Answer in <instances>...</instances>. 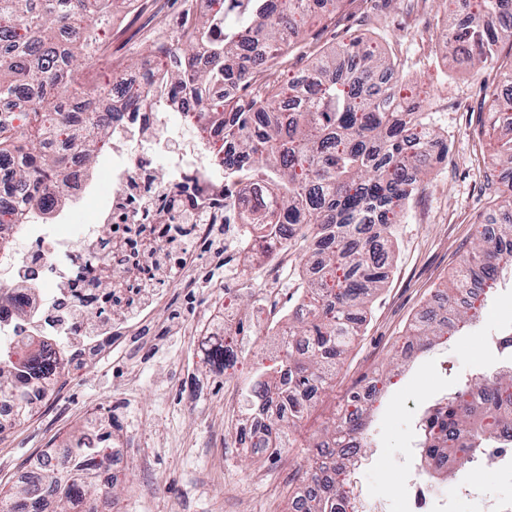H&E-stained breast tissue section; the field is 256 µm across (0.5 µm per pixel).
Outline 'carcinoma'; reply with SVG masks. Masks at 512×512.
Here are the masks:
<instances>
[{
  "instance_id": "1",
  "label": "carcinoma",
  "mask_w": 512,
  "mask_h": 512,
  "mask_svg": "<svg viewBox=\"0 0 512 512\" xmlns=\"http://www.w3.org/2000/svg\"><path fill=\"white\" fill-rule=\"evenodd\" d=\"M309 0H214L212 14L184 24L185 45L156 47L153 83L173 101L204 109V128L214 131L224 169V194L239 223L251 227L266 254L286 236L302 235L321 256L301 279L302 303L288 318L276 365L258 370L243 394L246 419L264 411L266 425L241 427L242 448H291V429L309 413L311 401L332 386L358 336L357 310L388 278L393 252L388 243L404 223L407 203L419 189L434 156L448 155L421 101V90L381 70H394L378 43L355 38L316 58L314 89L299 81L258 84L248 97L217 95L227 83L252 81L303 34ZM112 0H0V102L26 99L23 122L0 115V157L16 162L0 168V184L15 194L13 214L31 220L53 210L64 195L68 155L56 148L62 135L83 158L102 150L112 130V113L97 112L81 89L84 67L109 57L103 24ZM438 40L460 65L479 71L512 44V0H472L466 19L449 24ZM129 112L163 110L142 86L116 83ZM486 120L498 126L495 159L512 167V92H491ZM88 112L82 137L72 134L69 114ZM494 186L498 208L512 214V183ZM477 223L471 249L454 271L437 307L418 320L415 343L424 346L454 322L477 318L474 303L461 298L484 274L493 280L499 265L512 266V224L489 234ZM253 335L250 316H238L224 332L222 356L231 366L238 336ZM0 391L20 390L27 381L60 375L59 358L41 355L19 369L0 351ZM373 404L357 393L346 401L342 421L324 428L311 474H342L366 447L363 433ZM419 447L437 472L451 474L490 448L512 428V371L478 375L423 413ZM102 448L80 438L64 463L44 454L43 476L12 494H0V512H27L43 487L57 498L58 512L75 499L95 512L93 473L105 463ZM296 512H339L336 485L326 480L300 495Z\"/></svg>"
}]
</instances>
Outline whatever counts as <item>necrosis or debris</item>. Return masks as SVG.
<instances>
[{"mask_svg": "<svg viewBox=\"0 0 512 512\" xmlns=\"http://www.w3.org/2000/svg\"><path fill=\"white\" fill-rule=\"evenodd\" d=\"M145 140L166 153L169 113L113 112L109 147L116 157L115 189L100 199L93 223L84 225L81 250H72L68 225L48 230L23 221L11 225L5 237L13 246L9 274L26 284L0 315V349L12 362L29 359L30 337L64 345L69 362L102 345L120 344L149 325L166 289L192 287V256L180 246L204 238L208 224L223 223L224 180L213 172L204 135L171 158V171L162 180L133 150ZM49 270L56 282L47 307L37 311L29 300Z\"/></svg>", "mask_w": 512, "mask_h": 512, "instance_id": "obj_1", "label": "necrosis or debris"}]
</instances>
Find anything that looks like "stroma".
<instances>
[{
    "label": "stroma",
    "instance_id": "obj_1",
    "mask_svg": "<svg viewBox=\"0 0 512 512\" xmlns=\"http://www.w3.org/2000/svg\"><path fill=\"white\" fill-rule=\"evenodd\" d=\"M409 2L341 0L330 13L313 9L305 45L271 68L273 79L281 82L309 71L312 49L327 50L357 37L377 41L405 79L423 89V105L450 147L411 200L399 226L389 277L370 304L333 387L320 394L295 431L293 447L271 456L235 444L211 445L228 424L225 383L241 388L270 365L281 337L267 326L297 306V284L317 259L302 243L291 250L287 267H272L244 250L233 225L217 287L202 289L197 297L172 289L145 335L132 336L120 347H101L83 362L69 364L43 402L25 419L0 430V492L16 491L19 471L47 450L74 444L89 426L107 428L117 421L121 427L111 442L139 467L112 487L109 500L116 512H288L284 496L274 510H267L269 484L284 479L300 488L299 472L311 463L314 444L334 409L360 385L384 374L393 384L369 430L355 490L385 512H406V490L399 478L420 467L415 435L419 415L466 377L499 367L493 338L512 331V284L499 283L480 322L463 328L461 344L447 341L420 350L408 363L394 355L396 342L447 286L474 222L487 210L491 195L474 159L492 157L498 137L480 126L479 114L486 109L487 87L500 80L499 70L489 67L477 74L460 67L437 38L446 21L439 0H427L415 14L407 11ZM150 4L136 0L130 8L115 0L113 5L120 19L108 26L112 55L126 68L150 60L153 41L176 42L187 17L203 16L213 7L212 0H162L166 25L149 38L142 28ZM268 288L276 295L271 305L253 309L255 333L244 338L230 377L205 372L207 393L194 409H186L189 392L181 378L196 361L192 335L210 315L235 314L246 291L261 294ZM474 483L476 495L469 499L452 498V480H437L433 486L447 499L448 512H476L481 498L512 495V476L479 475Z\"/></svg>",
    "mask_w": 512,
    "mask_h": 512
}]
</instances>
